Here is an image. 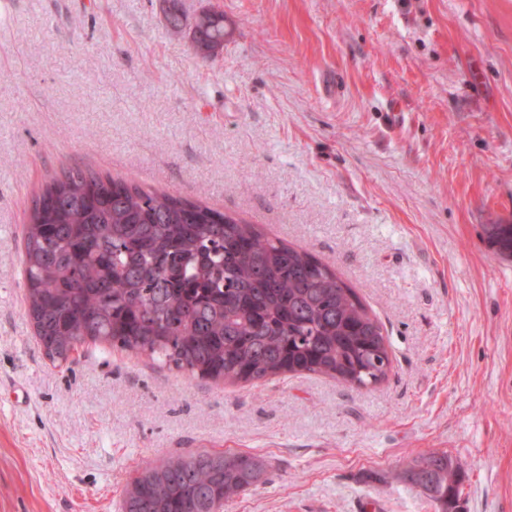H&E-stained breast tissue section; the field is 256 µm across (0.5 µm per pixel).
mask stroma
I'll list each match as a JSON object with an SVG mask.
<instances>
[{
  "mask_svg": "<svg viewBox=\"0 0 512 512\" xmlns=\"http://www.w3.org/2000/svg\"><path fill=\"white\" fill-rule=\"evenodd\" d=\"M0 21V512H119L146 462L249 452L222 512H435L396 471L461 466L460 512H512V0H8ZM178 6L187 23L166 19ZM224 15L201 59L188 26ZM90 170L203 200L308 249L382 325L386 378L255 387L25 311L22 226ZM491 245L504 255H512V224H493L487 229Z\"/></svg>",
  "mask_w": 512,
  "mask_h": 512,
  "instance_id": "1",
  "label": "stroma"
}]
</instances>
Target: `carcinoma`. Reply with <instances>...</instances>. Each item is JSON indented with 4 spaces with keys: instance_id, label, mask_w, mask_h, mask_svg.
<instances>
[{
    "instance_id": "1",
    "label": "carcinoma",
    "mask_w": 512,
    "mask_h": 512,
    "mask_svg": "<svg viewBox=\"0 0 512 512\" xmlns=\"http://www.w3.org/2000/svg\"><path fill=\"white\" fill-rule=\"evenodd\" d=\"M223 41L215 12L193 48ZM23 233L27 315L54 362L92 341L227 382L313 373L359 388L391 368L381 324L334 269L200 200L69 169L46 184ZM487 236L512 255V224ZM426 459L432 470L399 478L423 486L435 512H454L463 471L450 481L448 453ZM266 474L247 452L177 456L135 477L122 508L218 512Z\"/></svg>"
}]
</instances>
